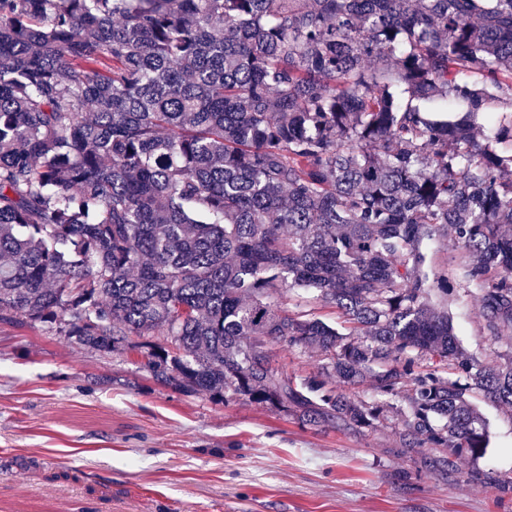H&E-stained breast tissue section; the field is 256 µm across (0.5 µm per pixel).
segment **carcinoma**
Segmentation results:
<instances>
[{
    "label": "carcinoma",
    "instance_id": "1",
    "mask_svg": "<svg viewBox=\"0 0 512 512\" xmlns=\"http://www.w3.org/2000/svg\"><path fill=\"white\" fill-rule=\"evenodd\" d=\"M433 240L497 344L512 0H0V321L136 346L174 391L303 424L360 433L402 399V453L439 449L442 477L489 447L472 398L512 408V351L462 352ZM297 288L346 332L281 306ZM273 343L323 364L299 377Z\"/></svg>",
    "mask_w": 512,
    "mask_h": 512
}]
</instances>
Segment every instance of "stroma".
<instances>
[{"label": "stroma", "mask_w": 512, "mask_h": 512, "mask_svg": "<svg viewBox=\"0 0 512 512\" xmlns=\"http://www.w3.org/2000/svg\"><path fill=\"white\" fill-rule=\"evenodd\" d=\"M478 308L462 289L448 318L460 347L491 364L512 334L489 345ZM144 362L54 324L0 323V512H180L188 496L198 512H512V498L469 479L512 476V408L476 398L490 445L435 480L397 451L405 402L356 434L173 391Z\"/></svg>", "instance_id": "obj_1"}]
</instances>
